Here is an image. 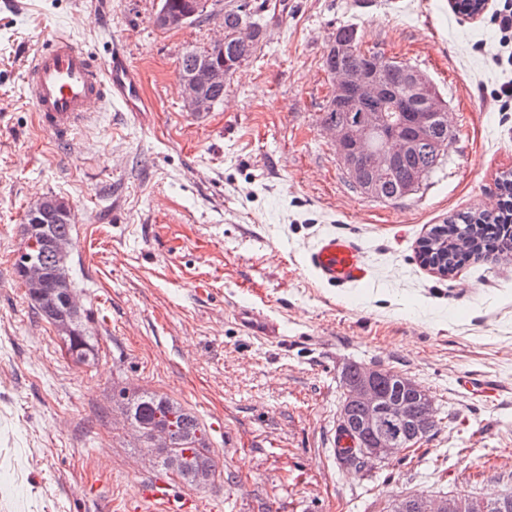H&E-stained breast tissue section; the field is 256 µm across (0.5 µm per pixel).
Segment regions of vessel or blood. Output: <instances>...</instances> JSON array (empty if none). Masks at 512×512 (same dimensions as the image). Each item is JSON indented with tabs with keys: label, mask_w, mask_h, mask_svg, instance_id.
Instances as JSON below:
<instances>
[{
	"label": "vessel or blood",
	"mask_w": 512,
	"mask_h": 512,
	"mask_svg": "<svg viewBox=\"0 0 512 512\" xmlns=\"http://www.w3.org/2000/svg\"><path fill=\"white\" fill-rule=\"evenodd\" d=\"M27 93L40 123L57 138L67 139L93 117L92 105L120 103L127 111L141 109V81L121 54L97 64L68 33L54 35L34 54L26 71ZM308 262L324 282L339 286L367 280L369 268L361 248L336 235L320 238L310 249ZM144 504L162 512H196L197 504L175 497L166 480L158 478L143 486Z\"/></svg>",
	"instance_id": "b4317fda"
}]
</instances>
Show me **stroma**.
Here are the masks:
<instances>
[{
    "label": "stroma",
    "instance_id": "obj_1",
    "mask_svg": "<svg viewBox=\"0 0 512 512\" xmlns=\"http://www.w3.org/2000/svg\"><path fill=\"white\" fill-rule=\"evenodd\" d=\"M233 0H208L179 30L158 0H0V512H126L159 476L114 392L153 391L192 409L223 482L175 483L197 512H388L398 496L484 497L512 488V258L443 277L417 259L450 215L498 197L512 170V80L489 13L449 0H284L255 54L195 115L178 71L211 48ZM342 26L363 51L407 61L448 105L449 158L416 194L380 203L352 188L321 123L323 67ZM72 33L99 63L140 70L145 112L112 105L69 141L24 92L33 52ZM71 210L69 274L94 362L66 352L14 271L19 226L41 198ZM355 240L371 271L318 279L323 235ZM276 327L259 336L243 311ZM357 362L432 396L435 433L388 460L341 459V370ZM495 388L485 403L463 378Z\"/></svg>",
    "mask_w": 512,
    "mask_h": 512
}]
</instances>
